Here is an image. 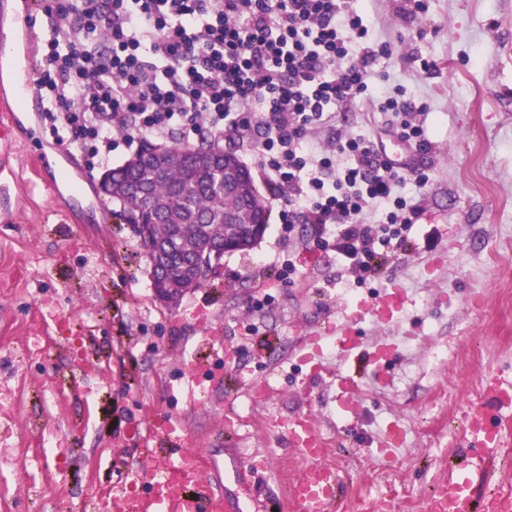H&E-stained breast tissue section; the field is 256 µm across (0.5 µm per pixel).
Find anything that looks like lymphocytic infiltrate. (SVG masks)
Returning a JSON list of instances; mask_svg holds the SVG:
<instances>
[{
  "label": "lymphocytic infiltrate",
  "mask_w": 512,
  "mask_h": 512,
  "mask_svg": "<svg viewBox=\"0 0 512 512\" xmlns=\"http://www.w3.org/2000/svg\"><path fill=\"white\" fill-rule=\"evenodd\" d=\"M44 10L53 34L34 85L49 102L42 120L69 143L111 153L139 138L230 132L250 141L282 223L331 227L358 283L410 250L415 193L430 180L412 160L431 146L415 101L378 90L408 160L370 135L331 150L311 136L367 91L371 62L391 53L355 0H50Z\"/></svg>",
  "instance_id": "f902f5d3"
}]
</instances>
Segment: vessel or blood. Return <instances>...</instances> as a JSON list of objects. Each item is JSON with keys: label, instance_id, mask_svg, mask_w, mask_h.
Listing matches in <instances>:
<instances>
[{"label": "vessel or blood", "instance_id": "1", "mask_svg": "<svg viewBox=\"0 0 512 512\" xmlns=\"http://www.w3.org/2000/svg\"><path fill=\"white\" fill-rule=\"evenodd\" d=\"M403 301L401 293L387 292L372 302L359 304L355 315L387 322L392 319L394 308L402 306ZM483 392L493 403L512 404L511 380L489 377ZM504 427L503 421H490L483 413L472 417L464 454L476 467H485L490 449L500 445ZM282 428L307 459L306 466L297 472L290 485L292 512H339L345 478L340 469L326 461L321 438L309 416L290 418ZM158 429L164 464L149 475L150 494L129 491L123 501V512H231L227 496L215 490L212 479L202 474L193 451V437L169 420L159 424ZM449 481L450 490L430 502L428 512H512L510 496L475 499L470 471L450 473Z\"/></svg>", "mask_w": 512, "mask_h": 512}]
</instances>
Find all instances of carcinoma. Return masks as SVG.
Listing matches in <instances>:
<instances>
[{"mask_svg":"<svg viewBox=\"0 0 512 512\" xmlns=\"http://www.w3.org/2000/svg\"><path fill=\"white\" fill-rule=\"evenodd\" d=\"M203 146L174 145L184 154L181 165L159 169L147 164L134 168L123 164L109 171L112 199L122 208L128 224L143 226V241L161 248L166 273L157 287L166 289L173 301L205 283L183 271L184 262L237 240V250L256 243L254 224H268V207L249 173L227 172L222 164L199 167L195 152Z\"/></svg>","mask_w":512,"mask_h":512,"instance_id":"cac0c4a2","label":"carcinoma"}]
</instances>
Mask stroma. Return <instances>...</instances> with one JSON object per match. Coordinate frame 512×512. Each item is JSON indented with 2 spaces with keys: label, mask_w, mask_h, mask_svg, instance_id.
Segmentation results:
<instances>
[{
  "label": "stroma",
  "mask_w": 512,
  "mask_h": 512,
  "mask_svg": "<svg viewBox=\"0 0 512 512\" xmlns=\"http://www.w3.org/2000/svg\"><path fill=\"white\" fill-rule=\"evenodd\" d=\"M423 2L412 12L408 0H374L375 36L392 54L371 65L370 91L316 132L327 146L371 135L402 158L375 89L427 105L431 149L416 164L430 181L413 247L364 285L316 247L320 225L288 228L273 200L252 250L224 254L206 286L163 303L141 237L98 190L131 151L91 166L38 113L0 107L11 128L0 136V512H121L127 474L159 463L150 431L163 417L192 434L202 468L223 461L218 490L234 491V464L252 462L258 500L245 512H285L303 460L280 424L307 412L349 475L340 512H375L386 497L423 512L460 460L482 382L512 373V0ZM394 287L406 336L389 382L359 376L341 406L336 378L351 362L331 353L312 374L298 343L346 327L358 301ZM273 370L267 402L252 403V382ZM390 425L405 445L387 463L375 440ZM504 437L476 493L512 485V428Z\"/></svg>",
  "instance_id": "obj_1"
}]
</instances>
